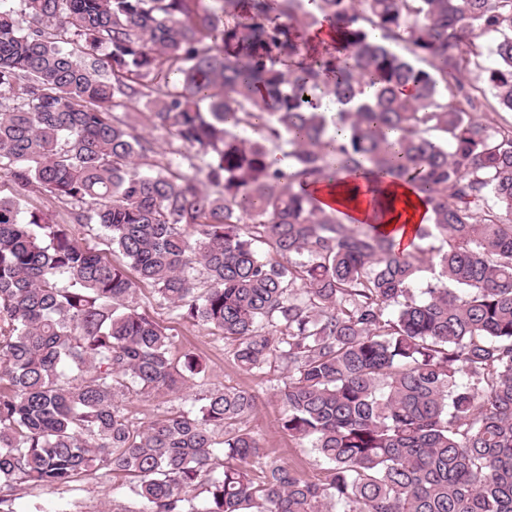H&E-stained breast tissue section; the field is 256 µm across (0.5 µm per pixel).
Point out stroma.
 <instances>
[{
	"label": "stroma",
	"instance_id": "1",
	"mask_svg": "<svg viewBox=\"0 0 512 512\" xmlns=\"http://www.w3.org/2000/svg\"><path fill=\"white\" fill-rule=\"evenodd\" d=\"M136 298L142 309L167 327L175 341V353L193 352L207 366L204 383L188 384L177 395L138 397L127 401L126 407L138 423L149 424L191 405L204 388L233 385L257 397V408L246 419L245 425L255 434L263 455L290 465L306 478L315 479L323 475L326 464L309 443L290 437L279 426L282 403L275 376L241 370L233 360L228 343L159 306L150 286H139ZM117 505L126 507L128 512H136L138 507L124 478L89 472L63 488H23L17 495L14 509L15 512H112Z\"/></svg>",
	"mask_w": 512,
	"mask_h": 512
}]
</instances>
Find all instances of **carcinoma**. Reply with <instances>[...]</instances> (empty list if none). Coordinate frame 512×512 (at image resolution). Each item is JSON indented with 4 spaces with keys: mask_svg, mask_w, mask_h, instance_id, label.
Segmentation results:
<instances>
[{
    "mask_svg": "<svg viewBox=\"0 0 512 512\" xmlns=\"http://www.w3.org/2000/svg\"><path fill=\"white\" fill-rule=\"evenodd\" d=\"M10 2L0 512L22 483L93 470L124 477L139 512H512V0ZM325 24L336 39L310 44ZM350 173L379 219L394 185L425 205L412 250L310 191ZM32 187L71 223L23 217ZM93 224L121 260L82 246ZM138 283L241 368L279 373L280 427L324 477L260 455L247 390L135 425L124 400L206 376L172 357Z\"/></svg>",
    "mask_w": 512,
    "mask_h": 512,
    "instance_id": "obj_1",
    "label": "carcinoma"
}]
</instances>
